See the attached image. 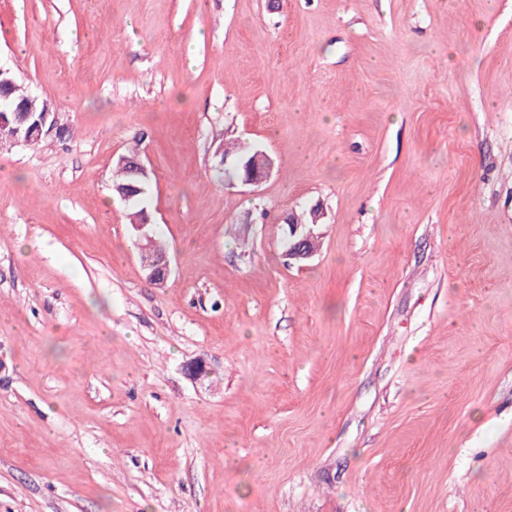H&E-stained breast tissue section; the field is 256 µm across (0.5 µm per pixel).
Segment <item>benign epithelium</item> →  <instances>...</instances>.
Wrapping results in <instances>:
<instances>
[{
	"instance_id": "7a95c632",
	"label": "benign epithelium",
	"mask_w": 512,
	"mask_h": 512,
	"mask_svg": "<svg viewBox=\"0 0 512 512\" xmlns=\"http://www.w3.org/2000/svg\"><path fill=\"white\" fill-rule=\"evenodd\" d=\"M18 87L11 71L0 65V147L9 145H27L33 140H43L52 135H60L58 110L48 101H41V108H33V101L38 96L30 94L19 101L11 99ZM244 170L240 182L255 186L270 173L272 164L267 154L257 150L253 155L234 161ZM288 225V248L285 255L288 260L303 262L312 258L316 252V240L313 229L305 224H296L292 218L286 219ZM137 245L146 255L144 269L146 280L155 287H162L170 273V263L165 255L150 253L152 238L146 225H136Z\"/></svg>"
}]
</instances>
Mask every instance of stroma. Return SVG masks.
Masks as SVG:
<instances>
[{
	"label": "stroma",
	"mask_w": 512,
	"mask_h": 512,
	"mask_svg": "<svg viewBox=\"0 0 512 512\" xmlns=\"http://www.w3.org/2000/svg\"><path fill=\"white\" fill-rule=\"evenodd\" d=\"M0 65L73 131L0 147V512H512V0H0ZM256 147L248 145H235L232 148H222L220 153L224 160V166L236 164L244 170L243 177L239 180L243 185L255 186L262 182L270 173L272 164L267 154L258 149L253 155L237 159L243 155L251 154ZM228 156V157H224ZM233 161L228 162V159ZM130 163V160L123 156L119 159L118 165L120 167L116 168V176L112 181V190L120 197L124 198V200H129L136 195V199L132 201H127L132 204L133 212H131L130 216V224H138L145 218L144 206H141L144 202L146 196V186L148 184L147 180H143L138 178L132 172V169L124 167ZM134 184L141 189L139 193H135V188L133 190L127 191L122 195V192L130 185ZM149 219H147L146 224H138L136 225V230L138 231L137 235V245L141 250L143 255H146V261L144 262V269L146 271V280L150 285L155 287H162L166 283L170 273V263L166 255H162L165 252L161 245L155 242V237L153 241V252L157 255H153L150 253V247L152 238L150 235V230H146ZM313 223L312 224H296L292 217L286 219L285 224L288 225V248L285 255L289 261L303 262L312 258L316 252V240L312 228L307 226L316 225L319 218L318 211L311 209Z\"/></svg>",
	"instance_id": "stroma-1"
}]
</instances>
